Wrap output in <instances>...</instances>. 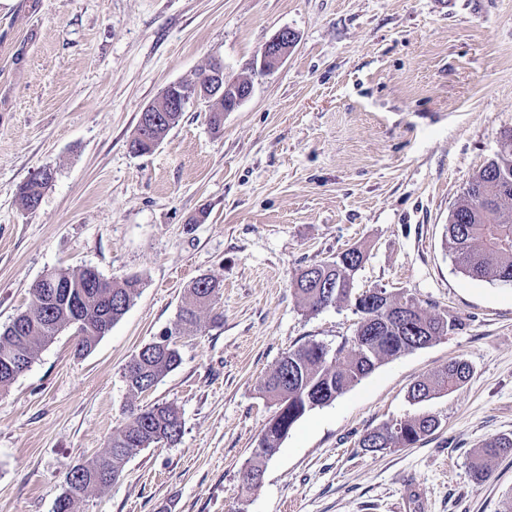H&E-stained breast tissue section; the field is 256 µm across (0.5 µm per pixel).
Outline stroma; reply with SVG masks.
<instances>
[{"label":"stroma","instance_id":"stroma-1","mask_svg":"<svg viewBox=\"0 0 512 512\" xmlns=\"http://www.w3.org/2000/svg\"><path fill=\"white\" fill-rule=\"evenodd\" d=\"M284 28L293 51L255 74ZM215 57L253 81L222 134L191 105L152 153H130L143 108ZM511 129L512 0H0V329L45 271L143 280L91 353L65 329L0 394V512H53L67 468L154 402L180 408L181 438L140 451L80 512H501L512 457L482 483L469 459L512 434V285L463 275L444 238ZM41 167L54 178L28 212L18 188ZM352 247L357 291L411 293L463 327L306 413L241 491L275 411L263 378L305 342L336 348L358 320L344 303L309 313L293 281ZM201 275L223 284L222 324L202 320L180 365L132 396L126 364ZM453 358L470 380L409 402ZM423 413L441 422L424 440L360 447Z\"/></svg>","mask_w":512,"mask_h":512}]
</instances>
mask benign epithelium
<instances>
[{
	"label": "benign epithelium",
	"instance_id": "obj_1",
	"mask_svg": "<svg viewBox=\"0 0 512 512\" xmlns=\"http://www.w3.org/2000/svg\"><path fill=\"white\" fill-rule=\"evenodd\" d=\"M294 47L292 31L282 29L268 40L261 51L260 70L267 69L268 63L279 65L288 57ZM224 64L221 60L215 59L211 62L207 74L203 80L198 82L194 89L182 88L179 83L168 85L162 92L160 98L148 104L146 112H183L190 102L210 100L214 97L224 101V111L232 112L241 103L248 99L252 93V84L241 85L233 90L234 97L225 99Z\"/></svg>",
	"mask_w": 512,
	"mask_h": 512
}]
</instances>
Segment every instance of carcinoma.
I'll list each match as a JSON object with an SVG mask.
<instances>
[{
    "label": "carcinoma",
    "mask_w": 512,
    "mask_h": 512,
    "mask_svg": "<svg viewBox=\"0 0 512 512\" xmlns=\"http://www.w3.org/2000/svg\"><path fill=\"white\" fill-rule=\"evenodd\" d=\"M160 122L146 132L135 128L131 142L139 154L151 151L150 141L163 139L176 127L183 113H157ZM47 180L41 171L31 174L19 187L22 208L37 209ZM445 243L457 268L465 276L479 281L512 283V130L502 134L500 149L477 173L473 174L463 195L448 216ZM363 263V254L350 248L332 261L302 269L295 279V291L307 311L319 312L338 302H346L359 314L351 338L335 350L319 342H308L284 353L263 379L260 390L276 406L265 424L255 463L246 471L254 478L241 479L247 489L258 486L263 476V461L280 448L294 424L307 412L331 403L358 384L375 366L407 352L424 348L440 337L460 329L462 323L453 314L432 315L419 301L403 291L385 289L370 295L367 306L364 294L353 288L354 276ZM57 295L45 296L39 290L31 293L30 306L17 314L0 331V392H5L14 379L4 371V359L19 357L30 368L39 351L78 317L76 351L88 354L118 323L139 294L141 279L127 276L108 280L95 268L85 266L70 271L52 272ZM222 296L221 282L208 275L196 278L188 288V298L180 307L175 328L142 347L128 362L124 378L128 391L141 395L151 390L163 377L178 367L181 356L177 339L198 330L203 313H213ZM408 307L409 316L394 315ZM223 314L213 313L217 323ZM472 375L470 364L454 359L429 377L415 381L408 398L421 403L441 392L452 391L465 384ZM440 426L433 415H415L399 426L384 424L365 432L360 446L376 452L406 447L433 434ZM184 427L180 409L173 403L132 406L125 423L109 437L101 454L73 465L65 474L64 488L53 512H79L81 505L96 491L111 486L121 476L128 461L153 444H173ZM512 456V435L485 439L470 463L473 480L484 482L490 476L487 461Z\"/></svg>",
    "instance_id": "1"
}]
</instances>
